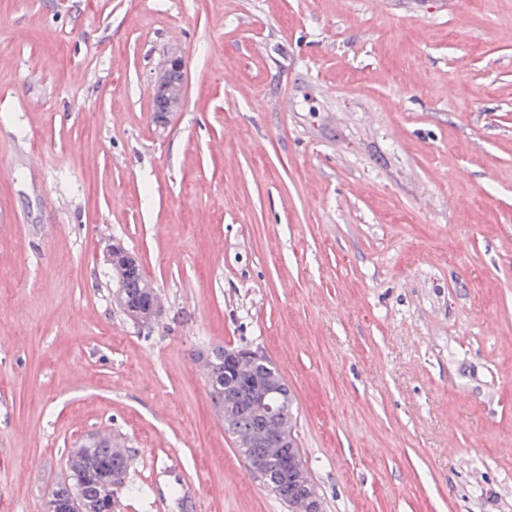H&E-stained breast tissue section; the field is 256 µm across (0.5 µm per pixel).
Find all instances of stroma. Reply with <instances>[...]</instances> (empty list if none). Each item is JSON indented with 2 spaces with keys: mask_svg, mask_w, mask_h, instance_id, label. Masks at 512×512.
Instances as JSON below:
<instances>
[{
  "mask_svg": "<svg viewBox=\"0 0 512 512\" xmlns=\"http://www.w3.org/2000/svg\"><path fill=\"white\" fill-rule=\"evenodd\" d=\"M240 346L325 512H512V0H0V512L92 432L116 512H288L198 369ZM183 61L179 57H173L167 60L160 70L157 81L158 84L166 89V100L162 112H176L184 104L185 90L183 83ZM176 73L181 74V81L174 80ZM104 258L107 264L121 266L128 282H133L139 277L142 269L139 258L126 250L120 243L113 242L108 245ZM125 289L121 286L113 291V302L117 305L126 316L137 324L147 323L153 310L151 294L141 296L138 299H132L128 294V298H124Z\"/></svg>",
  "mask_w": 512,
  "mask_h": 512,
  "instance_id": "1",
  "label": "stroma"
}]
</instances>
